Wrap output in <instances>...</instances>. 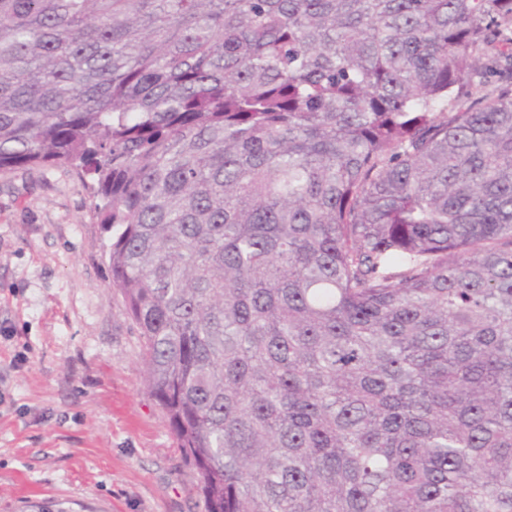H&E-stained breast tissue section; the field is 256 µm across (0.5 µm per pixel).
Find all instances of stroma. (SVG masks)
Listing matches in <instances>:
<instances>
[{
	"mask_svg": "<svg viewBox=\"0 0 512 512\" xmlns=\"http://www.w3.org/2000/svg\"><path fill=\"white\" fill-rule=\"evenodd\" d=\"M80 177L0 171V512H201Z\"/></svg>",
	"mask_w": 512,
	"mask_h": 512,
	"instance_id": "stroma-1",
	"label": "stroma"
}]
</instances>
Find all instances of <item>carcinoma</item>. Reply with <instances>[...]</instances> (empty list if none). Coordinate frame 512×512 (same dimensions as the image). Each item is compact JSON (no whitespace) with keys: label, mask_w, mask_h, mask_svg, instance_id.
Wrapping results in <instances>:
<instances>
[{"label":"carcinoma","mask_w":512,"mask_h":512,"mask_svg":"<svg viewBox=\"0 0 512 512\" xmlns=\"http://www.w3.org/2000/svg\"><path fill=\"white\" fill-rule=\"evenodd\" d=\"M37 165L202 512H512V0H0Z\"/></svg>","instance_id":"obj_1"}]
</instances>
